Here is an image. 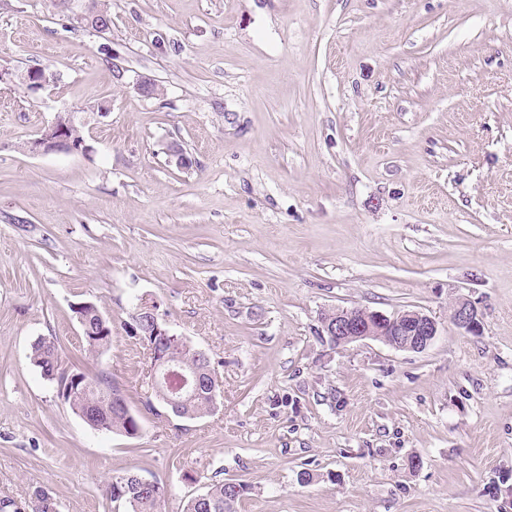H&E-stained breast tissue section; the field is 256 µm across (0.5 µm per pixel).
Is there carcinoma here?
<instances>
[{
    "instance_id": "obj_1",
    "label": "carcinoma",
    "mask_w": 512,
    "mask_h": 512,
    "mask_svg": "<svg viewBox=\"0 0 512 512\" xmlns=\"http://www.w3.org/2000/svg\"><path fill=\"white\" fill-rule=\"evenodd\" d=\"M99 314L101 310L96 305L85 308L83 312L85 342L91 354L106 348L111 339V333L101 331ZM172 355L186 371L202 369L196 349L186 342L174 346ZM31 360L48 380H56L59 355L53 343L44 338L35 341L31 347ZM80 375L86 379V388H78L66 398L71 409L85 417L86 424L94 430L101 426L106 431L126 436L135 434L137 416L112 406V381L102 374L90 376L82 371ZM184 409L198 418L212 412L207 389H202ZM245 492L246 487L241 483L218 482L205 493L192 498L186 512H234V506ZM109 494L112 502L124 512H161L164 490L157 484L146 487L140 483L138 475L126 473L109 484Z\"/></svg>"
}]
</instances>
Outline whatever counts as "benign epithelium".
<instances>
[{"instance_id":"benign-epithelium-1","label":"benign epithelium","mask_w":512,"mask_h":512,"mask_svg":"<svg viewBox=\"0 0 512 512\" xmlns=\"http://www.w3.org/2000/svg\"><path fill=\"white\" fill-rule=\"evenodd\" d=\"M69 11L98 33L109 30V17L94 0L91 3L69 0ZM57 81V75L48 74L40 68H29L25 71L0 69V85L19 82L35 92ZM78 123L82 124L84 120L77 112L58 115L54 122L42 130L39 137L28 142V151L33 154L90 152V146L86 143L75 144L67 137L68 129ZM134 319L151 323L153 335L156 336V342L148 344V389L166 409H175L184 400L199 392L200 375L182 372L173 361L169 344L176 339V335L171 333L166 323L159 320L156 304L146 299L141 300L136 307ZM451 320L456 327L468 334H477L482 328L478 310L464 298L455 301L451 309ZM321 333L335 340L337 345L376 339L395 349L419 352L425 350L437 336L438 323L419 310H406L390 317L361 307L338 308L321 314Z\"/></svg>"}]
</instances>
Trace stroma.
Returning a JSON list of instances; mask_svg holds the SVG:
<instances>
[{
  "mask_svg": "<svg viewBox=\"0 0 512 512\" xmlns=\"http://www.w3.org/2000/svg\"><path fill=\"white\" fill-rule=\"evenodd\" d=\"M104 2L100 35L0 0V66L58 77L0 86V496L117 512L131 471L162 512L228 480L237 512H512V0ZM70 111L89 154L26 150ZM143 298L218 370L212 414L147 408ZM83 300L112 322L94 357ZM351 307L439 333L331 344ZM41 338L120 385L137 437L71 410ZM451 320L456 327L468 334H478L482 322L478 310L468 299H458L451 309ZM31 360L35 366L41 369L42 374L48 380L55 381L58 384L56 366L61 362L52 342H47L43 338L35 341L31 347Z\"/></svg>",
  "mask_w": 512,
  "mask_h": 512,
  "instance_id": "stroma-1",
  "label": "stroma"
}]
</instances>
